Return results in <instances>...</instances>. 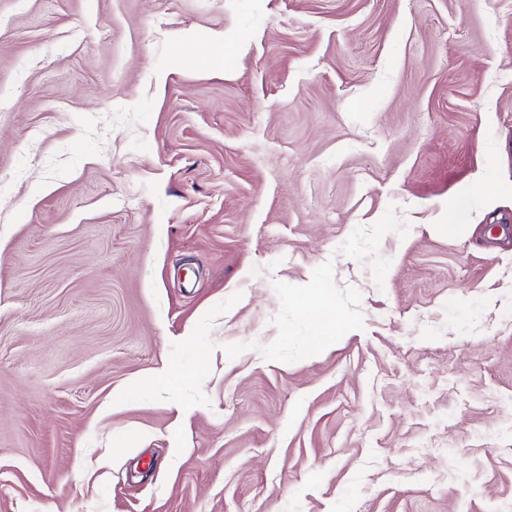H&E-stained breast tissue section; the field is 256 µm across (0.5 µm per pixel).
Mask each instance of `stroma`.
<instances>
[{
    "instance_id": "1",
    "label": "stroma",
    "mask_w": 512,
    "mask_h": 512,
    "mask_svg": "<svg viewBox=\"0 0 512 512\" xmlns=\"http://www.w3.org/2000/svg\"><path fill=\"white\" fill-rule=\"evenodd\" d=\"M0 512H512V0H0ZM303 300L307 314L316 326V334L311 342V350L315 351L331 343L346 328L347 323L336 313L323 288H309Z\"/></svg>"
}]
</instances>
